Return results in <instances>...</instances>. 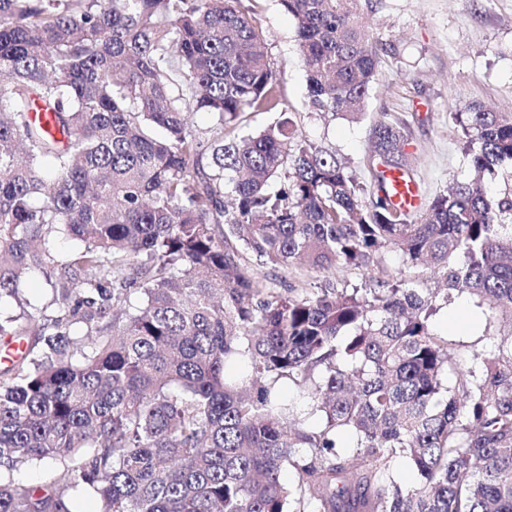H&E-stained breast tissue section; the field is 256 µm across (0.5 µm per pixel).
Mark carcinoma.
Masks as SVG:
<instances>
[{"instance_id":"cac0c4a2","label":"carcinoma","mask_w":512,"mask_h":512,"mask_svg":"<svg viewBox=\"0 0 512 512\" xmlns=\"http://www.w3.org/2000/svg\"><path fill=\"white\" fill-rule=\"evenodd\" d=\"M237 2L0 0V302L57 269L50 313L0 323L24 343L0 370V512H512V335L460 371L431 326L466 295L512 329V193L484 181L512 163V113H464L470 178L401 212L383 182L414 175L401 128L373 125L366 185L299 140ZM279 2L310 107L361 114L384 48L360 0ZM248 110L279 118L242 136ZM55 229L80 242L61 263ZM385 248L414 277L282 293L258 271H371ZM285 379L318 427L277 401ZM41 464L47 482L16 483Z\"/></svg>"}]
</instances>
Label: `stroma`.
<instances>
[{"label":"stroma","mask_w":512,"mask_h":512,"mask_svg":"<svg viewBox=\"0 0 512 512\" xmlns=\"http://www.w3.org/2000/svg\"><path fill=\"white\" fill-rule=\"evenodd\" d=\"M267 36L268 55L300 139L327 150L368 181L375 121L396 118L425 199L470 174L455 116L469 104L512 113V0H366L361 17L383 44L379 77L362 116H325L308 104L296 23L278 0H240ZM434 329L454 343L464 366L490 351L503 331L498 317L470 298L441 305Z\"/></svg>","instance_id":"stroma-1"}]
</instances>
